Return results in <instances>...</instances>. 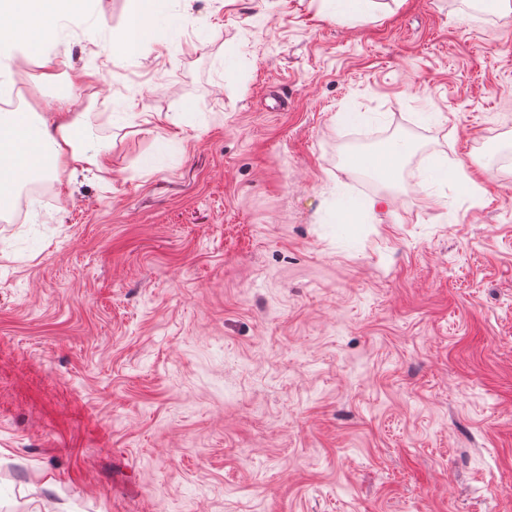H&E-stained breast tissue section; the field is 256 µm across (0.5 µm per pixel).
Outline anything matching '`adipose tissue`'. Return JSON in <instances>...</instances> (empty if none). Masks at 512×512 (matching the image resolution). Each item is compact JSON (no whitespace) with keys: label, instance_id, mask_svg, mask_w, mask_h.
<instances>
[{"label":"adipose tissue","instance_id":"adipose-tissue-1","mask_svg":"<svg viewBox=\"0 0 512 512\" xmlns=\"http://www.w3.org/2000/svg\"><path fill=\"white\" fill-rule=\"evenodd\" d=\"M130 24L119 36L121 48L135 52L169 12L167 0H137ZM68 0H0V62L32 60L49 37L57 35ZM72 95L58 97L46 112L0 109V214L15 195L36 179L55 178L60 165L72 168L103 167L108 151L84 132L82 120L72 110ZM407 145L384 147L354 156L350 166L389 181L399 172Z\"/></svg>","mask_w":512,"mask_h":512}]
</instances>
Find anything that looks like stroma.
Here are the masks:
<instances>
[{"label":"stroma","mask_w":512,"mask_h":512,"mask_svg":"<svg viewBox=\"0 0 512 512\" xmlns=\"http://www.w3.org/2000/svg\"><path fill=\"white\" fill-rule=\"evenodd\" d=\"M377 3L174 0L126 54L88 0L15 67L36 112L97 70L111 162L0 223V512H512V16ZM329 14L336 18H353L368 14L373 9L374 0H326ZM409 150L406 144L393 148L384 147L375 153H360L349 163L352 169L368 171L382 179L391 181L397 175L404 162V154ZM390 205V202L382 197H369L363 202H355L350 204V214L356 219H360L364 215L377 218L383 210Z\"/></svg>","instance_id":"obj_1"}]
</instances>
